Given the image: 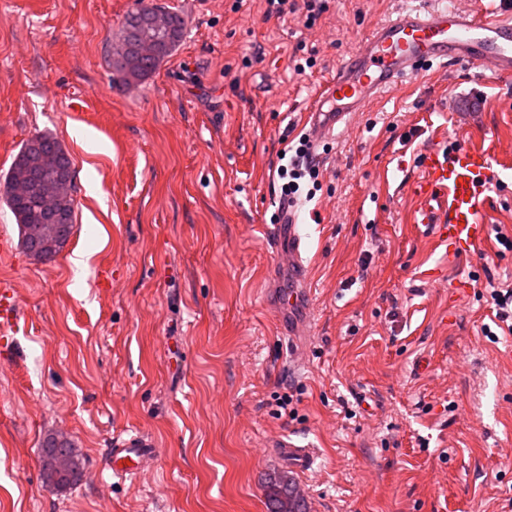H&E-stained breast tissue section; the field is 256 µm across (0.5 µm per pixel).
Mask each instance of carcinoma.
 <instances>
[{
  "label": "carcinoma",
  "instance_id": "carcinoma-1",
  "mask_svg": "<svg viewBox=\"0 0 512 512\" xmlns=\"http://www.w3.org/2000/svg\"><path fill=\"white\" fill-rule=\"evenodd\" d=\"M151 7H142L128 13L123 21L119 40L120 49L109 57V66L113 73L128 82L141 81L152 74L157 65L180 44L185 35V23L177 11H167L169 28L172 36L158 47L156 54L142 56L138 51L136 32L141 28L144 18ZM73 172L72 161L61 144L53 137L45 134L32 135L14 158L8 172L7 180L18 177L27 184L28 189L14 192L4 188L7 205L12 211L19 230H24L34 223L33 214L37 208L33 188L43 179L57 174ZM64 218L52 224L53 232L61 243H66L74 229V200H69L63 207ZM25 252L38 262L50 261L55 254L42 247L41 242L31 236L24 237ZM44 464L48 468L51 460L58 457L72 459L73 469L66 478V484L79 482L84 475V460L78 453L73 442H60L50 436L44 441ZM266 501L268 512H310L307 499L300 493L295 479L286 471L273 474L266 485Z\"/></svg>",
  "mask_w": 512,
  "mask_h": 512
}]
</instances>
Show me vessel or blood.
Wrapping results in <instances>:
<instances>
[{"mask_svg": "<svg viewBox=\"0 0 512 512\" xmlns=\"http://www.w3.org/2000/svg\"><path fill=\"white\" fill-rule=\"evenodd\" d=\"M481 65L491 77H512V0H474L470 9L453 0H412L411 5L371 29L361 46L336 69L319 91L308 113L312 148L332 140L340 127L365 111L378 96L401 87L433 65ZM493 150L453 140L425 150L421 177L414 187L413 223L432 229L450 252L468 255L487 239L485 204L499 174ZM277 223L265 235L287 264L273 273L266 300L274 310L282 336L302 363L312 335L309 273L301 257L297 203L281 200ZM17 301L11 283H0V329L17 330ZM151 437L137 432L116 439L108 467L114 477L136 475L156 453ZM273 453L290 469L314 471L311 446L284 436L272 441Z\"/></svg>", "mask_w": 512, "mask_h": 512, "instance_id": "obj_1", "label": "vessel or blood"}]
</instances>
